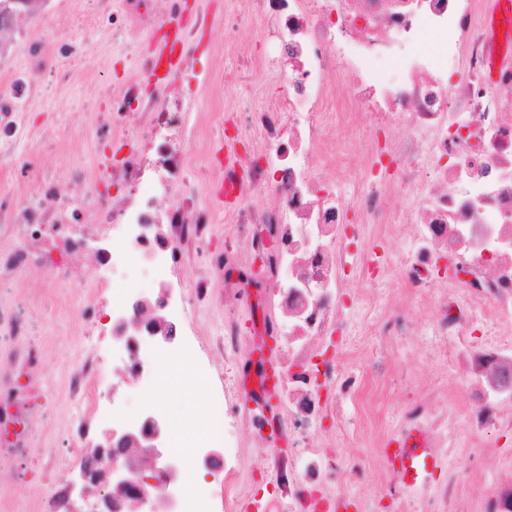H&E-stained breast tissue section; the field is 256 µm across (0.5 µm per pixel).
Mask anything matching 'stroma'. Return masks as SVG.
I'll use <instances>...</instances> for the list:
<instances>
[{"mask_svg": "<svg viewBox=\"0 0 512 512\" xmlns=\"http://www.w3.org/2000/svg\"><path fill=\"white\" fill-rule=\"evenodd\" d=\"M214 18L211 30L198 33L193 62L197 73L210 67L213 42L223 40L224 24L231 18H242L245 36L241 42L226 48L224 66L223 122L211 133L212 159L223 158L225 143H233L239 152L256 151V139L245 136L238 127L242 108H259L269 99L282 95V83L266 79L255 63L263 52V41L270 27L267 17L252 13L248 0H207ZM89 0H57L62 17L86 20L91 29L92 43L86 55L62 59L70 70L68 82L57 83L53 71L35 75L40 86L39 96L22 100L18 114L19 129L11 136L0 135V185L10 187L24 198L35 201L44 179L62 181V196L72 206L89 208V194L98 190L115 197L124 196L125 188L106 181L89 183L85 195L72 193L67 180L74 169L95 171L100 158L110 153L113 139L103 129L97 115L112 106V93L124 83L138 79V54L154 46L158 33L149 26H118L110 18L90 15ZM214 208L213 231L201 247L198 258L187 269L188 280L209 276L216 283L224 281V254L232 240L226 229L229 204L219 195H212ZM108 240L89 241L79 259L78 279L61 285L56 271L48 266L29 267L11 275H0V308L10 309L26 330L25 339H16L0 332V371H9L14 350L30 349L33 367L41 379V391L35 397L32 410L35 427L32 446L37 455L26 463L24 470L9 485L0 487V512H50L49 503L56 490L72 486L75 494L84 489L77 482L74 467L47 466V459L73 447L64 423L75 415L66 377L83 360L87 345L80 333L81 322L75 309L82 307L92 291L100 286L101 271L94 255L111 248ZM380 304L369 310L356 309L349 327L352 345L351 366L361 369L366 361L380 360L390 354L408 362L414 384L404 387L397 378H389L393 398L382 409L376 426H369L359 405L352 399L340 404L344 429L326 422L325 432H340L341 441L356 455L380 451L389 441L399 437L403 427L404 406L417 397L422 389L437 386L448 393V445L441 454V465L432 475L428 487L436 489L446 481L450 471L461 473L459 495L454 512H479V497L497 487L500 479L512 473V430L503 429L485 435L483 451L475 455L471 443L459 433L465 400L454 385L453 362L432 364L437 352L455 350L466 344L480 346L498 343L493 333L494 315L486 309L473 312L468 336L440 340L432 336L429 327L420 335L403 337L385 346L382 337L371 335L372 325L383 318L384 306L398 295L391 285L379 290ZM224 367L218 359H210L209 372L201 385L186 386L180 375L173 374L155 391L157 403L165 406L176 427L184 428L181 452L190 454L198 432L197 416L206 412L213 384L218 383Z\"/></svg>", "mask_w": 512, "mask_h": 512, "instance_id": "stroma-1", "label": "stroma"}]
</instances>
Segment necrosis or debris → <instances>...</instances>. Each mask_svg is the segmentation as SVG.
Listing matches in <instances>:
<instances>
[{"mask_svg": "<svg viewBox=\"0 0 512 512\" xmlns=\"http://www.w3.org/2000/svg\"><path fill=\"white\" fill-rule=\"evenodd\" d=\"M251 4L273 22L263 62L286 91L240 114L242 131L258 135L264 155L259 163L240 158L230 227L249 255L266 259L271 318L265 329L279 340L276 382L272 394L250 392L245 408L237 403V387L211 396L192 454H172L179 467L173 512H336L357 468L333 454L335 435L316 437L318 424L335 416L343 397L372 408L379 377L409 372L391 357L362 376L350 372L351 306L373 302L380 284L392 282L401 298L389 308L383 335H417L413 309L423 306L433 335L460 336L473 309L485 306L495 314L499 335L512 339V113L499 109L502 100H512V62L491 63L488 0ZM196 78L194 65L185 63L151 95H142L137 83L113 95L112 110L100 121L108 128L113 114L128 117L117 137L128 152L105 158L100 167L129 194L95 196L98 223H84L78 209L64 206L52 182L43 183L40 204L0 189V224L69 227L52 247L38 238L21 253L0 254V271L47 265L64 283L76 275L72 258L83 243L112 237L115 251L98 255L122 281L112 320L135 332L131 339L112 338L94 325L97 297L80 312L90 351L67 377L79 411L66 428L78 441L72 454L86 493L78 498L70 488L59 489L52 512H77L80 502L87 512H102L110 450L100 441L108 403L99 387L107 346L119 348L117 369L139 383L137 405L121 408L127 426L150 415L166 417L153 398L161 358L190 362L191 376L202 372L186 342L138 330L137 302L165 300L181 288L189 303L220 298L229 308L248 286L228 277L219 292L204 281L190 288L166 259L170 252L194 259L212 222L211 204L190 203L173 177L180 165L201 162L209 143L197 103L177 93ZM360 126L387 136L364 167L365 189L350 198L316 173L313 162L335 156L337 140ZM198 176L206 184L215 171L201 162ZM386 233L406 243L398 262L379 251L376 238ZM14 364L15 387L0 395V482L18 476L30 455L29 395L38 381L24 356ZM454 386L467 396L463 430L471 440L512 429V342L467 349ZM271 396L280 406L273 416L265 411ZM443 405L442 390L430 387L405 410V426H423L434 449L448 443ZM247 426L255 438L270 428L288 441L257 470L273 486L260 499L251 492ZM216 450L224 454L223 485L205 496L192 494L198 467Z\"/></svg>", "mask_w": 512, "mask_h": 512, "instance_id": "1", "label": "necrosis or debris"}]
</instances>
